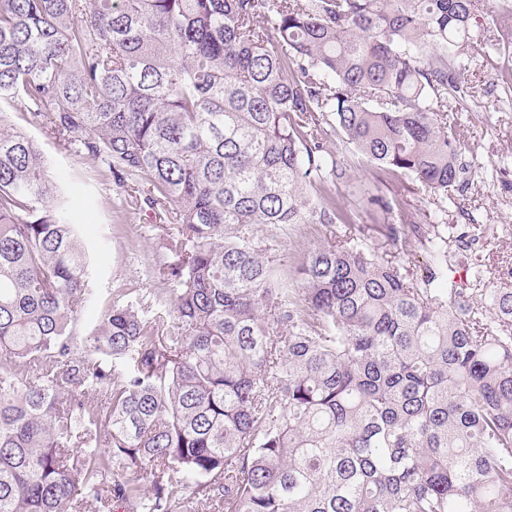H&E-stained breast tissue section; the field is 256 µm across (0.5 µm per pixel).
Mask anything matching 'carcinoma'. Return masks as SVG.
<instances>
[{
    "instance_id": "1",
    "label": "carcinoma",
    "mask_w": 512,
    "mask_h": 512,
    "mask_svg": "<svg viewBox=\"0 0 512 512\" xmlns=\"http://www.w3.org/2000/svg\"><path fill=\"white\" fill-rule=\"evenodd\" d=\"M479 6L0 0V103L136 187L171 253L167 291L77 341L86 249L0 112V512H512V290L448 284L444 235ZM333 136L414 178L428 222L375 197L374 243ZM299 224L345 230L286 281Z\"/></svg>"
}]
</instances>
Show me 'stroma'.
I'll list each match as a JSON object with an SVG mask.
<instances>
[{"label":"stroma","mask_w":512,"mask_h":512,"mask_svg":"<svg viewBox=\"0 0 512 512\" xmlns=\"http://www.w3.org/2000/svg\"><path fill=\"white\" fill-rule=\"evenodd\" d=\"M484 7L470 21L475 37L500 40L501 48L469 59V91L458 104L456 116L471 133V151L462 157V189L447 202L449 239H456L464 224L477 220L487 229L478 254L448 248V281L467 287L474 267H481L491 287L512 289V187L502 175L512 171V0H483ZM12 121L25 126L52 162V171L65 196L66 215L89 253V275L96 300L79 315L82 334H89L104 303L124 295L140 296L163 291L165 285L153 270L170 255L163 223L152 211L128 201L123 211L112 203L118 189L101 179L83 159L68 152L63 143L47 138L40 126L26 125L20 110H11ZM339 195L370 225L372 238L381 231L372 225L371 195L385 197L394 207L395 219L421 221L432 199L406 176L374 183L365 163H358L349 181L339 183ZM343 225L303 224L278 239L277 256L284 276H292L304 255Z\"/></svg>","instance_id":"35a3bbf8"}]
</instances>
